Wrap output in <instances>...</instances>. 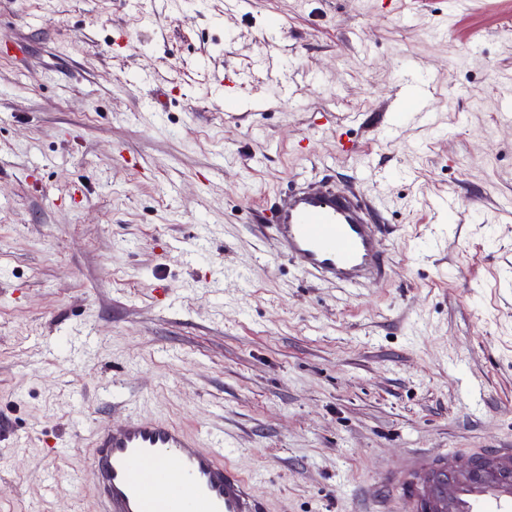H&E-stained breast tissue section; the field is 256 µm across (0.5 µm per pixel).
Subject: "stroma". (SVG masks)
<instances>
[{
  "instance_id": "1",
  "label": "stroma",
  "mask_w": 512,
  "mask_h": 512,
  "mask_svg": "<svg viewBox=\"0 0 512 512\" xmlns=\"http://www.w3.org/2000/svg\"><path fill=\"white\" fill-rule=\"evenodd\" d=\"M510 98L512 0H0V512H99L135 410L267 512H409L410 455L512 446ZM303 183L371 202L386 279L276 251Z\"/></svg>"
}]
</instances>
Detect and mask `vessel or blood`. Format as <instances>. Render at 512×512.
<instances>
[{
	"instance_id": "vessel-or-blood-1",
	"label": "vessel or blood",
	"mask_w": 512,
	"mask_h": 512,
	"mask_svg": "<svg viewBox=\"0 0 512 512\" xmlns=\"http://www.w3.org/2000/svg\"><path fill=\"white\" fill-rule=\"evenodd\" d=\"M367 203L328 189L291 190L275 211L274 239L307 275L346 285L388 275ZM413 457L383 483L414 512H512V448H471ZM88 466L103 512H265L246 476L224 456L223 437L132 414L90 437Z\"/></svg>"
}]
</instances>
